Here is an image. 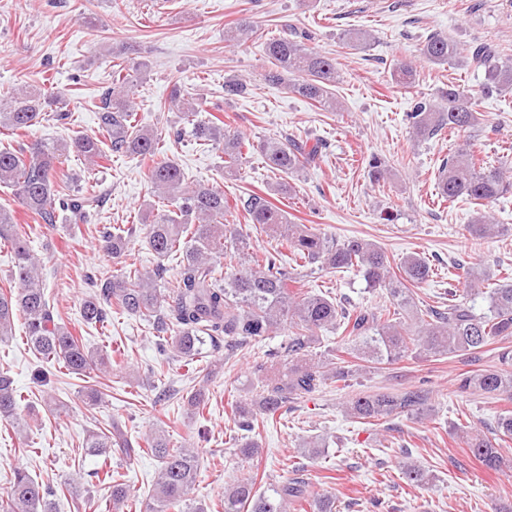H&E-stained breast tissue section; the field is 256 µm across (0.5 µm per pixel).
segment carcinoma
<instances>
[{"mask_svg":"<svg viewBox=\"0 0 512 512\" xmlns=\"http://www.w3.org/2000/svg\"><path fill=\"white\" fill-rule=\"evenodd\" d=\"M256 30L246 23L229 27V41L236 45L253 39ZM264 53L271 64L265 80L285 87L319 109L337 110L333 87L339 80L336 59L327 57L288 33L282 25L279 34L264 42ZM421 54L437 65L455 62L484 72L483 89L488 92L512 91V61L500 56L488 44H478L464 53L451 39L434 33L426 38ZM143 62L112 64V88L101 95L97 105L98 134L75 135L66 141L37 140L26 147H0V185L10 187L24 213L37 224H55L58 212L71 214V233L86 223L88 207L99 202L95 186L86 185L70 194L59 192L57 170L70 154L91 164L110 156L143 157L152 162L149 179L161 206L146 214L144 242L157 257L156 266L147 272L136 267L104 279H89L92 291L84 299L81 318L86 324L104 325L119 310L151 323L152 333L170 340L177 358L192 361L220 350L234 353L229 337H265L288 332V341L278 351L254 360L251 373L257 381L256 397L231 406L234 424L242 434L232 438L235 452L244 461L255 459L258 442L252 432L264 420L280 417L291 403L309 399L332 382H348L366 370L367 364H393L410 354L426 357H453L460 353L474 365L484 348L512 339V280L505 277L497 287L485 292L483 271L464 270L463 291L472 295L487 293L488 307L483 313L448 290L445 306L417 305L413 287L433 274L429 261L408 255L391 263L385 251L361 238L339 240L313 226L297 224L278 207L268 193L253 192L231 205L224 189L186 181L180 165L172 158L160 157L162 135L143 128L136 120L134 82L127 71L142 72ZM396 84L410 89L415 70L406 62L393 66ZM249 94L247 81L240 77L224 79V101ZM169 102L179 112L183 126L201 146L224 153V177L237 179L249 154L260 152L266 167L274 174L289 177L314 165L322 157V139L297 141L293 138L269 139L254 146L243 134L223 124L213 115L202 116V106L174 87ZM66 95L57 91L47 95L41 88L14 92L0 99V127L11 131L27 130L47 111L64 124L72 121ZM416 138L430 140L444 132L459 133L479 127L483 118L471 96L450 82L439 90L438 100L416 98L408 113ZM368 176L375 185L389 173V161L376 155L367 161ZM437 194L442 200H466L482 206L512 194V172L476 157L468 140L458 144L441 159L437 171ZM244 215L247 226L237 223ZM271 233L279 249L262 256L253 252L251 230ZM472 239L478 241L501 235L507 228L477 211L468 225ZM10 245L13 265L7 286L0 287V341L13 335L14 318L23 320L26 342L42 362H57L75 375L89 378L109 373L112 357L96 354L60 322L57 307L49 302L40 277L39 259L29 247V236L19 224L16 212L0 207V242ZM104 252L119 259L128 250L130 239L121 229L103 228ZM176 261L174 280L167 281V259ZM311 271L343 273L357 271L368 288L381 290L389 304L348 307L331 292L291 289L295 282L291 263ZM341 332L337 346L322 354L316 351L319 334ZM498 364L468 370L457 377L460 389H472L493 398L512 399V349L504 346L497 354ZM102 383L86 386L81 400L89 408L103 400ZM22 394L13 386L8 371H0V421L22 434L18 415ZM344 412L359 422H376L406 416L430 420L433 409L429 393L418 386L390 392L363 393L350 397ZM512 438V412L499 415L490 434L471 433L463 442L474 459L490 471H500L506 459L499 442ZM85 448L97 456L116 448L127 458L147 452L159 461L157 479L145 512H204L203 506L189 504L199 476V453L172 442L163 430L142 438H131L119 422L110 429L88 435ZM304 467L297 466L293 477L255 490L251 473L234 482L224 492V512H336V497L316 494ZM402 477L417 486H428L433 476L421 466L405 461ZM113 508L122 507L130 487L121 475L105 473ZM56 491L34 478L24 467L13 472L10 486L0 494V512H55Z\"/></svg>","mask_w":512,"mask_h":512,"instance_id":"carcinoma-1","label":"carcinoma"}]
</instances>
